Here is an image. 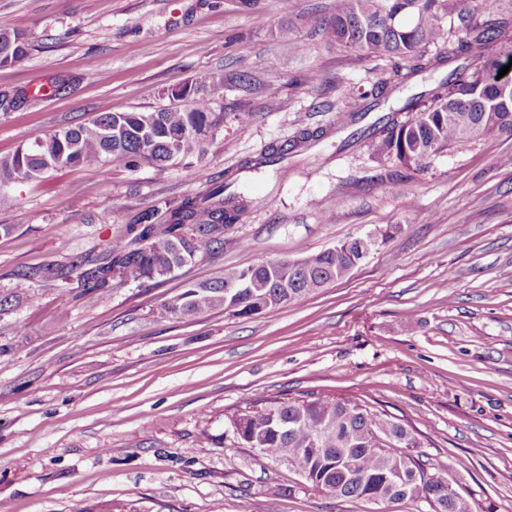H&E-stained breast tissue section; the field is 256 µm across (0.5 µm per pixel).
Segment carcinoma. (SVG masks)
<instances>
[{
  "mask_svg": "<svg viewBox=\"0 0 512 512\" xmlns=\"http://www.w3.org/2000/svg\"><path fill=\"white\" fill-rule=\"evenodd\" d=\"M503 0H336L334 12L318 25L330 45L391 62V76L372 85L358 110L341 116L353 128L349 139L367 140L379 158L418 165L449 146H464L494 133L512 134V106L489 104L497 91L496 67L512 61V11ZM28 54L23 33L0 30V65ZM446 59L455 63L432 84L404 98L406 82ZM224 79L192 95L191 105L150 112H105L77 127L48 134L32 146L0 159V207L13 199L4 185L39 181L51 170L80 164L147 163L165 168L177 160L206 154L208 138L224 124L215 91ZM36 97L25 89L0 92V111ZM380 113L374 121L365 119ZM287 151L270 147L254 167L274 165ZM241 193L221 177L180 201L140 212L122 237L92 259L73 258L67 267L46 264L18 273L24 280L77 281V297L97 302L112 290L145 279L163 278L199 257L224 249V235L241 215ZM364 260L351 238L311 254L293 267L288 259L227 269L209 282L189 285L161 313L195 316L216 309L238 316L298 301L341 280ZM239 448H258L284 461L312 488L338 498L368 502L382 512L425 502L429 512H472L468 501L442 474H431L417 437L402 423L352 399L283 397L245 404L230 419Z\"/></svg>",
  "mask_w": 512,
  "mask_h": 512,
  "instance_id": "1",
  "label": "carcinoma"
}]
</instances>
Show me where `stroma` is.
Listing matches in <instances>:
<instances>
[{
  "label": "stroma",
  "instance_id": "obj_1",
  "mask_svg": "<svg viewBox=\"0 0 512 512\" xmlns=\"http://www.w3.org/2000/svg\"><path fill=\"white\" fill-rule=\"evenodd\" d=\"M335 4L0 0V29L32 44L0 67V90L65 86L0 112V158L95 114L151 111L172 89L224 79V124L202 162L61 168L13 183V205L0 208L13 227L0 233V296L18 299L0 315V512H365L233 446L240 406L287 393L385 411L473 512H512V135L442 149L417 169L378 161L369 142L345 145L337 113L389 68L322 42L314 27ZM305 129L323 136L292 149ZM272 144L289 147L282 164L246 168ZM224 174L244 211L217 255L91 305L17 276L98 254L138 212ZM377 230L384 241L344 279L291 304L249 317L157 311L224 269Z\"/></svg>",
  "mask_w": 512,
  "mask_h": 512
}]
</instances>
